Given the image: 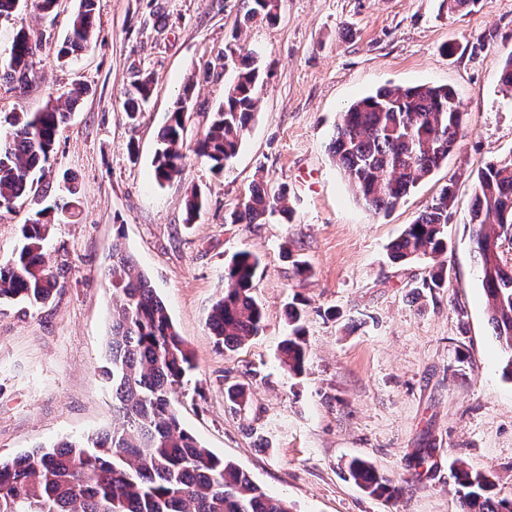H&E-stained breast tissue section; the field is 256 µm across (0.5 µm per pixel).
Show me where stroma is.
<instances>
[{"instance_id":"35a3bbf8","label":"stroma","mask_w":512,"mask_h":512,"mask_svg":"<svg viewBox=\"0 0 512 512\" xmlns=\"http://www.w3.org/2000/svg\"><path fill=\"white\" fill-rule=\"evenodd\" d=\"M248 0H97L92 45L58 60L78 0L52 16L0 21V58L18 27L41 38L39 77L0 78V113L39 112L85 94L60 126L46 172L77 187L78 217L53 225L46 262L64 270L54 300L37 311L0 305V458L112 427L103 376L112 290L103 281L122 236L195 356L174 399L184 427L233 461L293 512H458L456 472L490 475L512 497V379L488 322L466 224L472 181L490 158L512 157V92L498 74L512 54V0H478L448 14L441 0H280L273 25L243 22ZM258 53L257 110L222 175L187 155L174 179L152 175L159 131L193 83L186 140L208 127L227 78L206 71L225 43ZM156 83L138 120L124 110L139 72ZM451 87L467 128L448 161L394 209L358 200L329 151L341 112L384 86ZM269 180L287 188L290 220L228 224L227 210ZM455 184L445 287L419 282L430 264L396 263L389 246L447 182ZM207 208L187 223L185 196ZM37 208L0 210V259L20 245ZM256 253L262 334L224 352L206 327L224 264ZM306 272H299V265ZM305 311L309 359L290 375L279 361L286 307ZM250 392L232 409L229 386ZM369 460L404 484L396 499L364 492L345 464Z\"/></svg>"}]
</instances>
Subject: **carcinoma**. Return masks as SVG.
I'll return each mask as SVG.
<instances>
[{
    "mask_svg": "<svg viewBox=\"0 0 512 512\" xmlns=\"http://www.w3.org/2000/svg\"><path fill=\"white\" fill-rule=\"evenodd\" d=\"M58 0H0V20L14 21L30 9L51 14ZM96 0H80L58 57L90 47ZM279 0H252L244 23L273 24ZM41 42L24 28L13 38L0 69L21 85L35 79ZM224 67L237 68L225 86L224 104L195 141L196 158L220 174L235 157L254 119L255 85L259 79L256 53L237 43L224 45ZM154 77L142 71L128 91L125 108L134 118L152 92ZM187 84L160 130L153 176L161 183L181 171L187 112ZM462 106L447 86L381 87L353 102L341 113L331 142L336 166L354 186L359 200L376 214L392 210L446 162L463 137ZM68 113L52 105L41 112L0 114V209H10L30 194L46 196L50 184L41 174L54 153L56 133ZM453 185L442 188L413 223L390 245V257L405 263L436 259L448 249L447 224L454 200ZM286 192L256 184L241 207L224 217L226 224H258L279 214L288 217ZM205 197L193 188L186 196L187 221L204 209ZM55 210L44 207L22 225L21 249L0 261V303L16 301L32 310L44 306L59 286L61 269L48 265L43 247ZM471 250L488 302L493 334L506 355L504 373L512 376V267L499 251L512 240V159L493 158L478 170L469 211ZM258 256L243 249L224 266V291L213 303L207 326L216 344L234 351L263 332L265 314L254 295ZM107 283L117 302L112 307L109 343L115 424L87 436L0 461V512H292L288 502L252 481L248 474L203 447L183 427L173 406L195 357L176 330L167 307L150 279L126 249L112 240V265ZM444 266L428 271L424 288H442ZM288 336L282 366L304 373L307 344L303 311L288 304ZM347 472L368 494L393 499L401 489L368 461L352 458ZM459 512H512L511 498L491 494L489 476L459 470Z\"/></svg>",
    "mask_w": 512,
    "mask_h": 512,
    "instance_id": "cac0c4a2",
    "label": "carcinoma"
}]
</instances>
